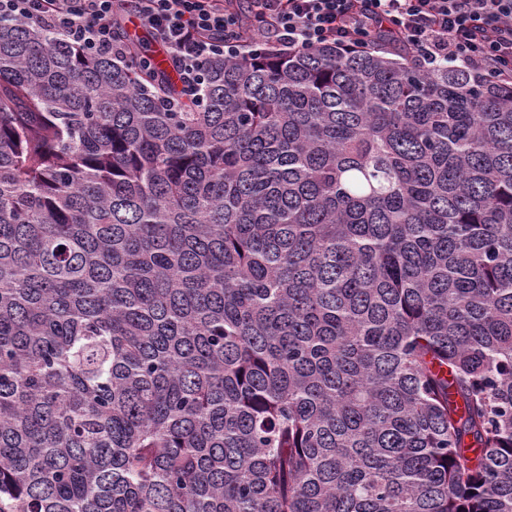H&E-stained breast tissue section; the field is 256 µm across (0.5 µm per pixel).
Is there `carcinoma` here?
Segmentation results:
<instances>
[{"label": "carcinoma", "mask_w": 512, "mask_h": 512, "mask_svg": "<svg viewBox=\"0 0 512 512\" xmlns=\"http://www.w3.org/2000/svg\"><path fill=\"white\" fill-rule=\"evenodd\" d=\"M174 90L0 19V512H512V86Z\"/></svg>", "instance_id": "1"}]
</instances>
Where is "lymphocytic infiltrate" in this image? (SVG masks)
I'll list each match as a JSON object with an SVG mask.
<instances>
[{"mask_svg": "<svg viewBox=\"0 0 512 512\" xmlns=\"http://www.w3.org/2000/svg\"><path fill=\"white\" fill-rule=\"evenodd\" d=\"M90 54L117 50L116 19L168 50L179 94L197 99L209 60L324 44L341 54L402 47L422 71L460 67L512 84V0H0Z\"/></svg>", "mask_w": 512, "mask_h": 512, "instance_id": "f902f5d3", "label": "lymphocytic infiltrate"}]
</instances>
